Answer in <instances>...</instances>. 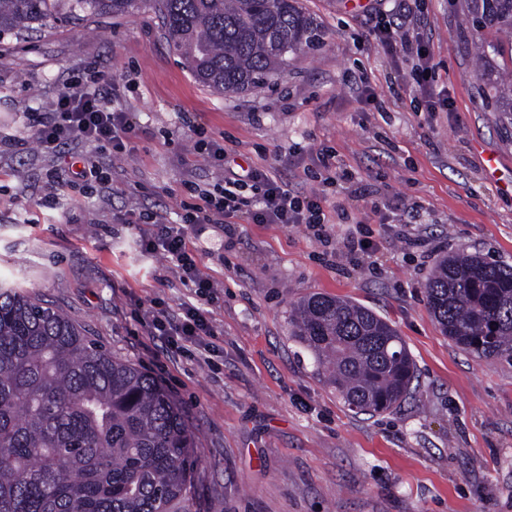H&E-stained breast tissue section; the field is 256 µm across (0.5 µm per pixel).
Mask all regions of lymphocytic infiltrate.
I'll return each mask as SVG.
<instances>
[{
  "mask_svg": "<svg viewBox=\"0 0 512 512\" xmlns=\"http://www.w3.org/2000/svg\"><path fill=\"white\" fill-rule=\"evenodd\" d=\"M29 126L41 148L48 152L74 141L115 154L132 150L127 113L113 111L107 94L91 93L78 85L62 93L45 117L30 119ZM335 188V177L327 176L321 179L318 193L302 198L291 194L268 170L253 168L243 175L225 177L223 184L213 189H195L196 202L188 206L182 223L161 224L148 215L135 217L134 222L142 247L164 255L184 282L202 290L210 288L211 283L199 272L196 253L189 245V225L224 224L244 214L254 224H304L320 237L325 231L322 202ZM142 320L150 335L164 337L175 347L215 333L206 310L194 305L186 306L178 320L156 307L145 311Z\"/></svg>",
  "mask_w": 512,
  "mask_h": 512,
  "instance_id": "f902f5d3",
  "label": "lymphocytic infiltrate"
}]
</instances>
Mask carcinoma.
Segmentation results:
<instances>
[{
  "label": "carcinoma",
  "instance_id": "cac0c4a2",
  "mask_svg": "<svg viewBox=\"0 0 512 512\" xmlns=\"http://www.w3.org/2000/svg\"><path fill=\"white\" fill-rule=\"evenodd\" d=\"M123 15L139 0H0V36L54 18L63 3ZM193 78L218 94L255 88L320 41L299 0H153ZM471 29L512 42V0H461ZM504 45L484 41L487 61ZM478 93L512 127V74L481 70ZM444 335L479 357L512 354V265L444 258L425 284ZM291 339L348 409L380 414L413 394V359L373 311L321 293L289 314ZM192 433L154 379L91 342L67 317L0 281V512H190Z\"/></svg>",
  "mask_w": 512,
  "mask_h": 512
}]
</instances>
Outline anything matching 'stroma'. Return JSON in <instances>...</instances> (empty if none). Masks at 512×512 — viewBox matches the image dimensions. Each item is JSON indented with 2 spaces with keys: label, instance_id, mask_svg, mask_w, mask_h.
<instances>
[{
  "label": "stroma",
  "instance_id": "obj_1",
  "mask_svg": "<svg viewBox=\"0 0 512 512\" xmlns=\"http://www.w3.org/2000/svg\"><path fill=\"white\" fill-rule=\"evenodd\" d=\"M315 47L241 95L197 83L153 7L115 16L62 11L0 38V279L63 311L89 340L159 379L194 435L192 512H512V357L478 358L444 336L424 285L436 264L476 253L512 265V138L476 94L472 32L458 0H302ZM396 18L432 66L416 92L415 53L378 37ZM127 113L134 152L38 148L27 116L75 83ZM223 142L236 173L277 158L279 182L314 192L328 243L304 225L199 224L189 231L215 335L168 349L137 320L196 302L165 256L144 252L130 218L179 223L188 188L222 182L194 129ZM497 154V171L484 165ZM97 155L106 183L73 173ZM227 169V170H228ZM368 251L347 255L350 238ZM361 304L400 333L417 388L395 410L354 413L288 337L300 298Z\"/></svg>",
  "mask_w": 512,
  "mask_h": 512
}]
</instances>
